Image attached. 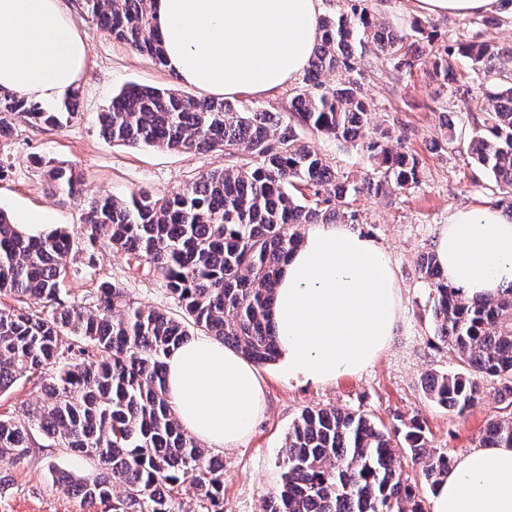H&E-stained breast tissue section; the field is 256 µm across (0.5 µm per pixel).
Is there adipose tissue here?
<instances>
[{"mask_svg":"<svg viewBox=\"0 0 512 512\" xmlns=\"http://www.w3.org/2000/svg\"><path fill=\"white\" fill-rule=\"evenodd\" d=\"M320 0H155L168 71L200 92L262 96L294 79L319 40ZM428 16L496 11L498 0H412ZM88 43L60 0H0V89L52 102L77 86ZM449 286L470 299L512 285V219L493 207L459 209L435 239ZM400 300L388 253L345 226L316 224L275 286L272 320L289 376L331 383L373 365L389 346ZM168 399L183 428L209 447L234 448L263 409L256 366L210 338L167 360ZM431 512H512V447L457 457Z\"/></svg>","mask_w":512,"mask_h":512,"instance_id":"adipose-tissue-1","label":"adipose tissue"}]
</instances>
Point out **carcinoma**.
<instances>
[{
  "label": "carcinoma",
  "mask_w": 512,
  "mask_h": 512,
  "mask_svg": "<svg viewBox=\"0 0 512 512\" xmlns=\"http://www.w3.org/2000/svg\"><path fill=\"white\" fill-rule=\"evenodd\" d=\"M85 6L96 25L165 66L152 0H85ZM318 24L304 86L287 112L131 84L97 114L102 136L126 147L222 151L239 164L169 195L101 196L83 214L77 239L65 229L25 235L0 209V296L19 303L0 309V393L30 375L41 380L36 403L19 415H0V458L21 460L43 439L102 468L91 480L56 471L83 506L183 512L174 489L189 483L203 512H224L222 470L182 428L167 396L166 360L200 331L257 365L275 361L273 285L302 240L298 227L356 219L343 206L359 188L300 140L296 128L366 148L375 169L362 188L371 193L420 183L419 159L393 149L390 130L371 128V102L353 77L355 46L370 45L409 71L428 58L437 94L458 81V56L472 71L494 74L469 150L512 190L511 47L465 40L435 48V35L420 22L408 31L386 26L359 3ZM339 70L347 79L322 80ZM79 97L75 88L49 107L1 90L0 137L12 133L19 116L37 129L63 127L77 118ZM35 163L48 168L60 190H80L72 168L52 159ZM77 244L90 260L103 247L134 259L143 275L165 283L184 316L146 308L107 280L87 299L64 300L61 284ZM417 267L430 288L435 335L460 362L457 371L426 376L427 399L461 416L492 380L499 399L512 406V284L495 299L470 301L448 287L435 253H422ZM502 443L512 445V417L483 430L481 444ZM402 446L423 462L421 479L430 488L448 474L453 459L428 449L417 416L388 430L364 413L306 409L285 438L269 512H425L415 485L400 480Z\"/></svg>",
  "instance_id": "obj_1"
}]
</instances>
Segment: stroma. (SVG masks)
<instances>
[{
    "mask_svg": "<svg viewBox=\"0 0 512 512\" xmlns=\"http://www.w3.org/2000/svg\"><path fill=\"white\" fill-rule=\"evenodd\" d=\"M62 7L90 49L79 82V116L62 129L47 132L19 120L12 136L0 138L1 209L13 216L45 213L52 226L75 231L89 203L99 195L125 198L141 189L164 195L203 174L234 165V158L220 151L132 149L103 138L97 114L107 109L125 85L137 83L186 94L193 88L113 40L91 21L83 0H62ZM431 23L442 44L469 39L512 45V14L504 15L495 27L457 16L435 17ZM359 66L361 89L374 104L373 125L393 129L403 149L414 154L421 166V182L415 189H391L378 195L363 192L349 200L350 210L356 213L351 231L381 246L392 261L402 320L387 350L357 375L319 384L289 379L278 361L259 366L265 410L243 444L219 452L224 461V512H265L270 494L280 483L285 437L304 409L335 406L365 413L389 427L397 418L417 413L426 423L430 447L454 458L479 444L490 420L512 413L491 387L462 417L432 404L422 388L426 374L454 371L460 364L434 334L429 288L419 275L418 257L433 250L438 229L451 213L493 206L503 196L502 188L466 152L485 103L488 80L470 73L464 86L449 85L439 95L422 69L408 74L371 52L363 53ZM448 121L455 124L457 145L447 153H433L431 143L444 133ZM298 135L351 182L361 183L371 174L373 162L362 147H346L305 128ZM38 156L75 167L82 176L80 191L62 193L35 164ZM70 266L74 273L62 285L67 299L82 298L106 278L125 288L141 305L174 315L181 312L164 283L143 276L123 254L102 249L90 260L77 250ZM59 469L85 478L97 473L93 464L73 458L62 448L36 447L22 460L0 459V512H111L101 504L81 506L57 483Z\"/></svg>",
    "mask_w": 512,
    "mask_h": 512,
    "instance_id": "obj_1",
    "label": "stroma"
}]
</instances>
